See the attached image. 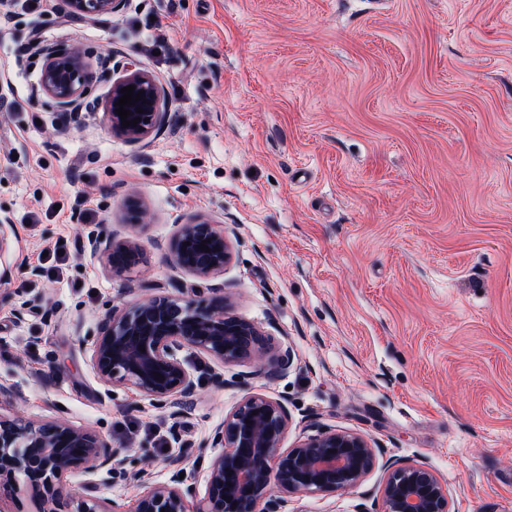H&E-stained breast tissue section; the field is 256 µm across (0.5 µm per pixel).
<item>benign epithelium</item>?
<instances>
[{
  "instance_id": "7a95c632",
  "label": "benign epithelium",
  "mask_w": 512,
  "mask_h": 512,
  "mask_svg": "<svg viewBox=\"0 0 512 512\" xmlns=\"http://www.w3.org/2000/svg\"><path fill=\"white\" fill-rule=\"evenodd\" d=\"M124 0H64L66 12L105 17L120 12ZM89 80L88 64L77 52L56 51L43 61L39 78L41 94L67 109L83 99ZM132 85L144 91L128 107L124 127L115 102L121 89ZM162 90L148 72L130 64L113 82L104 104L110 129L131 142L147 139L164 119L160 112ZM144 112L137 113V108ZM131 224L143 226L146 211L138 198L126 201ZM16 235L8 216L0 217V253ZM206 248L199 249L203 241ZM138 241L111 242L105 249L108 268L121 274L141 262ZM179 268L206 278L224 271L232 246L217 222L204 216L180 225L171 246ZM229 302L188 297L158 296L122 308L114 307L91 346V363L105 385L131 386L159 405L191 395L194 376L178 353L185 348L218 363L260 358L271 349L270 338L247 319L229 312ZM294 353L288 343L278 346L274 373L287 371ZM288 431V407L263 394H250L224 418L213 434L223 451L207 470L206 494L196 499L191 486L155 484L136 502L133 512H282V493L326 495L352 489L369 472L374 447L363 436L318 429L292 448H281ZM111 446L95 432L65 421H29L0 415V497L25 483L41 497L57 504L64 499L60 478L71 472L93 474L108 467ZM382 489L380 512H450L448 492L438 475L415 463L389 464Z\"/></svg>"
}]
</instances>
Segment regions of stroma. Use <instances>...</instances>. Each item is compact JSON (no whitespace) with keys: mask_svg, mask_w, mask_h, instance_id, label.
Listing matches in <instances>:
<instances>
[{"mask_svg":"<svg viewBox=\"0 0 512 512\" xmlns=\"http://www.w3.org/2000/svg\"><path fill=\"white\" fill-rule=\"evenodd\" d=\"M56 49L93 78L72 115L35 92L42 55L17 11L0 34V414L107 439L111 471L61 483L133 512L183 477L204 496L215 429L248 394L284 401L292 447L331 428L371 439L355 488L291 494L284 512H377L385 463L430 466L451 512H512V0H126L87 24L46 14ZM134 63L163 90L147 139L112 134L103 103ZM136 196L147 225L126 224ZM205 215L233 245L224 272L176 267L181 224ZM137 238L112 273L85 239ZM62 260H55L54 251ZM226 296L289 340L293 366L180 353L197 387L160 406L109 387L90 360L113 306ZM180 458L170 466V458Z\"/></svg>","mask_w":512,"mask_h":512,"instance_id":"35a3bbf8","label":"stroma"}]
</instances>
